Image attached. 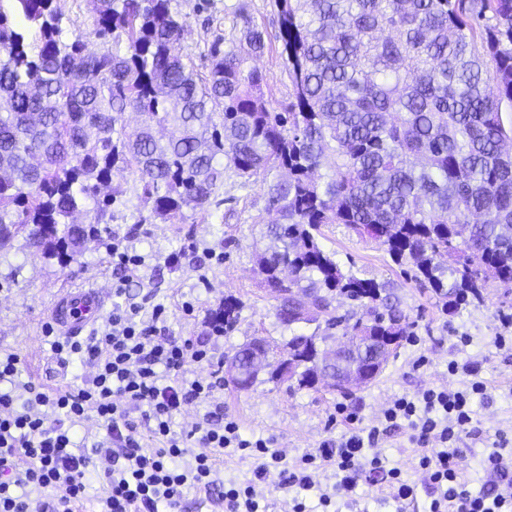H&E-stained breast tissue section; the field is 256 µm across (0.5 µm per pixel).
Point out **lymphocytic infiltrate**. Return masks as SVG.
<instances>
[{
  "label": "lymphocytic infiltrate",
  "mask_w": 512,
  "mask_h": 512,
  "mask_svg": "<svg viewBox=\"0 0 512 512\" xmlns=\"http://www.w3.org/2000/svg\"><path fill=\"white\" fill-rule=\"evenodd\" d=\"M165 313L161 303L147 317L138 304L116 305L106 324L82 342L46 327L56 354L90 361L94 367L75 389L49 394L21 384L19 356L0 352V512H29V496L35 491L46 496L42 512H82L85 476L94 455L110 462L103 472L108 494L101 512H179L190 488L213 495L224 512H259L252 482L227 486L217 479L218 459L243 451L254 461L255 479L274 466L282 485L291 488L310 489L313 464L333 467L337 481L333 491L321 496L325 507L363 481H383L394 502L413 499L415 487L400 469L387 467L373 454L381 436L376 427L366 432L354 427L341 439L325 440L290 468L273 440L244 438L236 421L216 419L210 412L190 430L176 432L175 416L192 402L206 400L221 378L215 371L186 378L187 365L210 362L211 350L204 342L159 335L157 324ZM448 370L472 375L473 381L463 389H429L414 398H397L384 418L393 427L406 422L410 440L420 450L417 466L431 497L427 512H512V471L501 455L487 459L494 477L489 490L476 495L468 487L461 443L477 434L471 403L485 386L475 379L476 364L452 362ZM91 413L106 436L93 442L88 455L76 452L73 433L47 422L55 414L75 424ZM145 431L153 448L141 443ZM195 444L202 445V453L189 455Z\"/></svg>",
  "instance_id": "obj_1"
}]
</instances>
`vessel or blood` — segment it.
Listing matches in <instances>:
<instances>
[{"instance_id": "obj_1", "label": "vessel or blood", "mask_w": 512, "mask_h": 512, "mask_svg": "<svg viewBox=\"0 0 512 512\" xmlns=\"http://www.w3.org/2000/svg\"><path fill=\"white\" fill-rule=\"evenodd\" d=\"M110 298V289L95 283L80 288H67L55 295L49 315L62 334L78 336L100 320Z\"/></svg>"}]
</instances>
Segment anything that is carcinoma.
<instances>
[{"instance_id": "carcinoma-1", "label": "carcinoma", "mask_w": 512, "mask_h": 512, "mask_svg": "<svg viewBox=\"0 0 512 512\" xmlns=\"http://www.w3.org/2000/svg\"><path fill=\"white\" fill-rule=\"evenodd\" d=\"M171 2L97 0L93 35L112 47L92 54L64 38L57 0H0V251L21 237L48 259L80 253L112 220L117 173L136 178L150 220L176 224L230 170L244 185L263 175L278 219L257 263L289 327L312 321L307 305L325 334L409 335L382 286L324 250V224L387 246L450 312L512 285V0H275L272 35L240 0L236 39L211 44L204 76L174 53L186 23ZM275 43L282 103L255 66ZM90 203L96 223H74ZM336 295L361 315H336ZM239 312L224 298L212 327ZM317 340L283 345L300 387L315 385Z\"/></svg>"}]
</instances>
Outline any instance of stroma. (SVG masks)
<instances>
[{"instance_id": "1", "label": "stroma", "mask_w": 512, "mask_h": 512, "mask_svg": "<svg viewBox=\"0 0 512 512\" xmlns=\"http://www.w3.org/2000/svg\"><path fill=\"white\" fill-rule=\"evenodd\" d=\"M224 3L172 0V10L187 25L178 47L180 55H191L197 61L215 39L231 38L232 19L225 15ZM57 6L63 14L66 37L85 36L89 51H106V44L92 35L93 0H58ZM113 181L125 194L113 206L110 224L101 238L73 259L61 264L44 258L20 239L0 252V351L20 357L21 380L54 392L81 385L91 374L89 365L77 361L62 367L43 331L59 289L118 281L122 271L107 250L115 238L144 260L142 279L131 283L127 299L147 309L158 303L166 306L162 335L191 340L211 335V315L225 297L240 300L242 309L235 329L216 342L211 364L189 365L188 378L223 370L239 347L256 338L279 351L291 331L278 319L280 301L263 285L255 260L256 253L267 245L262 232L272 219L265 210L266 188L261 177H253L244 188L233 172H225L219 190L224 206L186 210L179 224L142 222L141 190L133 177L117 175ZM321 232L322 246L334 253L344 272L382 285L386 303L407 317L410 338L402 341L375 380L351 395L320 386L291 389L270 382L263 371L248 390H238L227 382L207 401L185 407L174 419V430L190 429L206 412L220 411L236 420L245 434L274 439L276 449L292 464L316 451L323 440L341 438L346 432V425L336 420L337 404L355 414L360 426L370 427L383 422L384 411L394 398L418 395L430 388H461L477 379L487 387L473 404V424L481 437L466 440L463 465L471 490H485L490 484L483 469L485 458L494 451L498 435L512 439V329L504 325L505 317L512 315V288L489 284L481 304L450 313L440 295L415 281L410 267L393 261L378 241L359 237L342 224L323 225ZM187 301L193 304V313L183 311ZM500 336L506 337V344H497ZM453 360L477 364L480 371L474 377L449 374L448 364ZM409 435L407 426L395 427L376 451L415 484L414 499L400 510L388 500L383 484L363 483L356 490V506L341 500L336 504L338 512H426L430 493L416 467L419 450ZM217 469L225 483L254 482L259 504L267 512H286L290 492L282 488L277 471L254 480L252 461L236 456L224 457Z\"/></svg>"}]
</instances>
